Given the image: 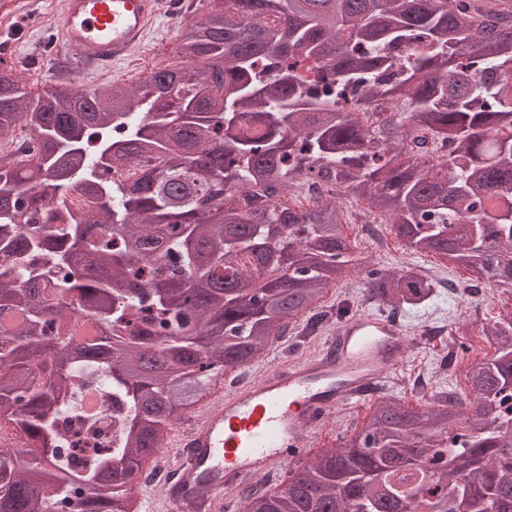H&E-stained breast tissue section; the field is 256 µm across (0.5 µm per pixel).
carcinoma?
I'll return each mask as SVG.
<instances>
[{
	"instance_id": "obj_1",
	"label": "carcinoma",
	"mask_w": 512,
	"mask_h": 512,
	"mask_svg": "<svg viewBox=\"0 0 512 512\" xmlns=\"http://www.w3.org/2000/svg\"><path fill=\"white\" fill-rule=\"evenodd\" d=\"M200 11L181 62L135 85L47 97L0 72V138L25 133L0 158V419L26 444L21 462L0 451V512H125L142 461L224 369L318 323L354 269L350 198L412 253L512 286V0ZM311 179L336 194L281 202ZM363 272L390 315L439 287ZM483 335L473 401L383 399L282 490L251 491L250 512H512V314ZM88 376L120 428L76 467L56 423Z\"/></svg>"
}]
</instances>
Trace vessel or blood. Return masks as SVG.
<instances>
[{
  "label": "vessel or blood",
  "instance_id": "1",
  "mask_svg": "<svg viewBox=\"0 0 512 512\" xmlns=\"http://www.w3.org/2000/svg\"><path fill=\"white\" fill-rule=\"evenodd\" d=\"M162 0H63L54 23L56 57L77 68L110 69L143 43ZM420 339L369 313L339 324L322 354L274 366L206 404L166 435L180 479L165 492L168 512H222L225 491L302 458L336 407L363 398Z\"/></svg>",
  "mask_w": 512,
  "mask_h": 512
}]
</instances>
